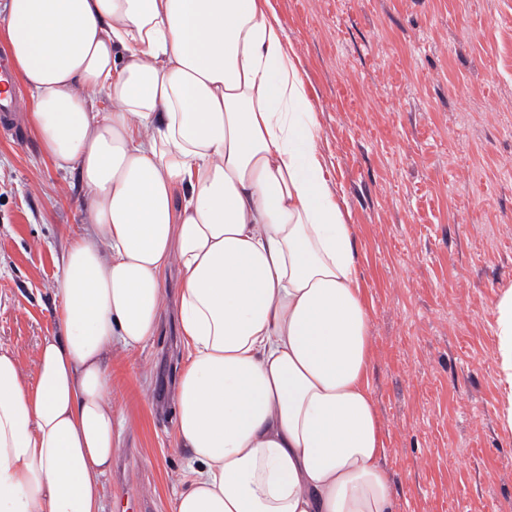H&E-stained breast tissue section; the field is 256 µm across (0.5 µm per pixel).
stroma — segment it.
Listing matches in <instances>:
<instances>
[{
	"instance_id": "35a3bbf8",
	"label": "stroma",
	"mask_w": 512,
	"mask_h": 512,
	"mask_svg": "<svg viewBox=\"0 0 512 512\" xmlns=\"http://www.w3.org/2000/svg\"><path fill=\"white\" fill-rule=\"evenodd\" d=\"M301 60L349 212L371 388L396 512H512L494 303L512 286V0H272ZM0 134V346L27 380L90 190L27 116ZM173 310L112 353L108 512H171L183 488Z\"/></svg>"
}]
</instances>
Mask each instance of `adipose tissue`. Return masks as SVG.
I'll use <instances>...</instances> for the list:
<instances>
[{
	"label": "adipose tissue",
	"mask_w": 512,
	"mask_h": 512,
	"mask_svg": "<svg viewBox=\"0 0 512 512\" xmlns=\"http://www.w3.org/2000/svg\"><path fill=\"white\" fill-rule=\"evenodd\" d=\"M0 32L91 190L34 381L0 346V512H105L112 352L169 307L172 512H394L353 230L271 0H6ZM494 313L512 428V286Z\"/></svg>",
	"instance_id": "1"
}]
</instances>
